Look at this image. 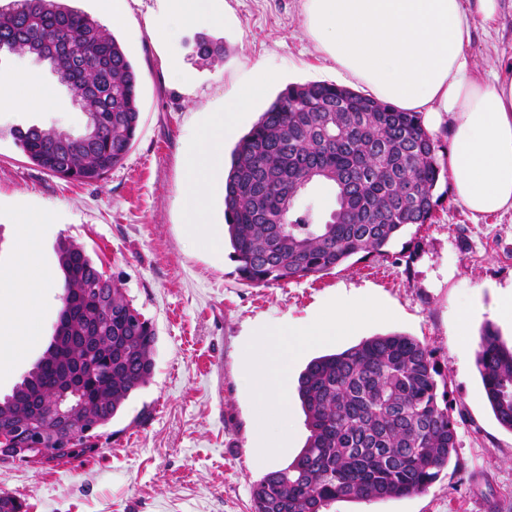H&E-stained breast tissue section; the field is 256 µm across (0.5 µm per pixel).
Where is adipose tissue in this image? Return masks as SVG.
<instances>
[{
    "instance_id": "obj_1",
    "label": "adipose tissue",
    "mask_w": 512,
    "mask_h": 512,
    "mask_svg": "<svg viewBox=\"0 0 512 512\" xmlns=\"http://www.w3.org/2000/svg\"><path fill=\"white\" fill-rule=\"evenodd\" d=\"M502 0H302L307 36L339 71L365 85L373 98L406 112L423 113L431 127L448 123L453 193L473 216L512 210V66L483 77L469 45L475 27H492ZM210 0H164L148 28L175 38L187 25H218ZM262 66L251 69L234 106L215 113L186 159V215L198 223L212 168L235 136L249 104L276 83ZM47 224L17 227L14 264L0 281V360L21 359L37 335L43 301L58 286V268L44 262ZM372 303L343 300L310 324L261 334L244 363L261 414L273 421L257 442L259 453L287 452L292 411L288 362L304 349L351 333L370 321Z\"/></svg>"
}]
</instances>
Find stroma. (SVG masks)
Masks as SVG:
<instances>
[{"label":"stroma","mask_w":512,"mask_h":512,"mask_svg":"<svg viewBox=\"0 0 512 512\" xmlns=\"http://www.w3.org/2000/svg\"><path fill=\"white\" fill-rule=\"evenodd\" d=\"M127 51L140 76L136 142L121 166L100 182L69 183L35 166L11 128L31 125L73 134L84 112L45 65L0 54V78L34 71L44 109L0 112V277L8 276L18 215L49 216L43 254L57 263V244L84 248L153 322L157 342L147 384L125 402L111 434L84 462L45 465L0 462V493L24 500L28 512H252L251 490L286 464L254 450L260 415L242 379V362L262 328L299 327L344 296L373 299L377 321L338 340L308 348L292 365L300 374L315 356L339 352L365 337L399 332L434 352L448 381L457 423L459 467H448L424 492L391 501H339L329 512H512V431L495 419L475 366L478 335L492 324L512 342V321L498 314L512 294V211L473 218L449 181L435 192L433 223L409 228L389 259H350L320 277L250 288L234 272L230 245L212 248L182 210L185 161L208 115L234 102L254 64L280 81L241 118L247 133L283 87L339 83L335 63L304 33L301 0H214L219 26L183 28L173 40L148 31L161 0H127L113 24L104 0H73ZM221 41L224 56L202 58L199 38ZM470 55L483 74L512 65V0L494 29L476 28ZM193 76L183 84L168 70ZM61 300L50 291L42 334L26 356L0 369V399L11 394L46 349Z\"/></svg>","instance_id":"obj_1"}]
</instances>
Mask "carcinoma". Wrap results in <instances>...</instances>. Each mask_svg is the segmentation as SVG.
<instances>
[{"instance_id": "cac0c4a2", "label": "carcinoma", "mask_w": 512, "mask_h": 512, "mask_svg": "<svg viewBox=\"0 0 512 512\" xmlns=\"http://www.w3.org/2000/svg\"><path fill=\"white\" fill-rule=\"evenodd\" d=\"M26 45L35 60L88 100V146L64 144L37 126L12 131L28 159L47 174L98 182L122 164L139 126V76L124 48L89 14L58 0H11L0 7V51ZM440 140L421 113L401 112L326 82L282 90L239 141L224 181V218L242 284L252 287L322 275L354 257L388 258L409 226L432 221L435 189L448 177ZM324 184L335 196L328 218L301 208L297 189ZM61 300L73 303L80 329L57 360L39 361L12 392L16 409L0 415V436L32 449V462H68L100 449L105 428L144 386L157 340L152 322L72 243L57 247ZM97 325L108 345L85 338ZM476 366L488 403L512 431V345L490 324L478 336ZM75 375L92 418L60 424L54 445L26 434L49 419L42 399ZM309 434L287 464L252 487L253 512H327L336 501L401 499L426 490L458 448L448 382L433 351L413 336H370L312 359L298 377Z\"/></svg>"}]
</instances>
